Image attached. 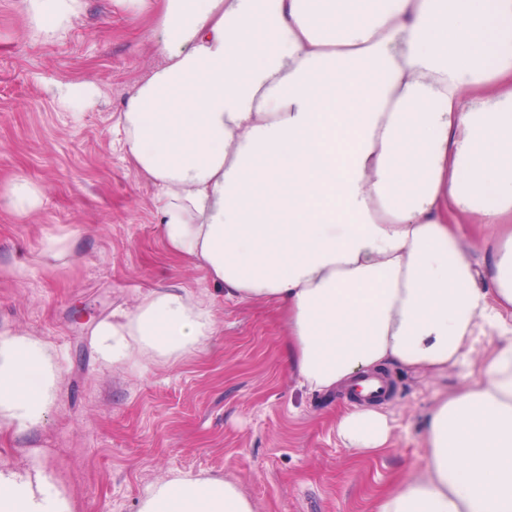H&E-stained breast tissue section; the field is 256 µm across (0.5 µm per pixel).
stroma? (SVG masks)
<instances>
[{"mask_svg": "<svg viewBox=\"0 0 512 512\" xmlns=\"http://www.w3.org/2000/svg\"><path fill=\"white\" fill-rule=\"evenodd\" d=\"M153 11L84 0L65 36L28 35L19 0H0V193L18 174L44 204L17 218L0 208V328L51 344L57 398L44 426L0 428V463L44 468L75 512H137L149 488L179 470L233 478L256 512H369L375 495L423 456V422L440 395L477 381L498 343L477 344L443 375L388 366L379 408L393 443L354 455L336 435L346 391L313 392L288 372L286 324L271 303L213 292L216 334L204 348L139 367L102 363L93 331L141 290L209 287L206 270L171 254L157 227L153 188L112 125L131 88L156 64ZM95 75L101 96L80 113L58 105L51 83ZM71 253L47 265L46 239Z\"/></svg>", "mask_w": 512, "mask_h": 512, "instance_id": "35a3bbf8", "label": "stroma"}]
</instances>
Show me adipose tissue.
I'll list each match as a JSON object with an SVG mask.
<instances>
[{"label": "adipose tissue", "instance_id": "adipose-tissue-1", "mask_svg": "<svg viewBox=\"0 0 512 512\" xmlns=\"http://www.w3.org/2000/svg\"><path fill=\"white\" fill-rule=\"evenodd\" d=\"M61 39L83 0H20ZM155 66L115 131L153 184L157 228L225 298L284 312L288 369L332 391L387 365L435 374L499 344L438 398L426 453L371 512H512V234L484 264L471 217L512 223V0H160ZM212 301L151 288L96 329L133 367L204 347ZM58 354L0 331V426L41 427ZM373 407L336 416L345 447H388ZM44 471L0 466V512H73ZM137 512H255L232 479L174 474Z\"/></svg>", "mask_w": 512, "mask_h": 512}]
</instances>
